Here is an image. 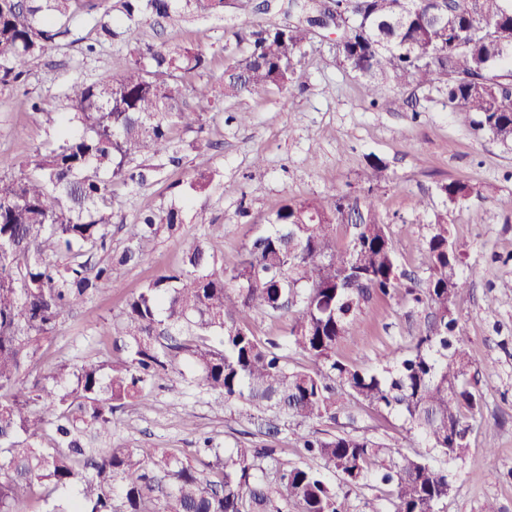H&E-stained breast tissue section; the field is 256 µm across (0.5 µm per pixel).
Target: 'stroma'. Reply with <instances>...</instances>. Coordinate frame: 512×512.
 Masks as SVG:
<instances>
[{
	"instance_id": "stroma-1",
	"label": "stroma",
	"mask_w": 512,
	"mask_h": 512,
	"mask_svg": "<svg viewBox=\"0 0 512 512\" xmlns=\"http://www.w3.org/2000/svg\"><path fill=\"white\" fill-rule=\"evenodd\" d=\"M297 3L269 0L270 9L263 14L194 18L175 13L159 22L141 21L134 36L156 45L177 40L201 50L208 67L194 82L217 91L224 58L237 49L236 33L256 23L297 19ZM89 28V15L78 12L69 35L35 62L26 87L0 90V155L24 162L46 139L43 118L30 110L29 96H41L63 112L65 81L90 82L103 73L122 74L129 66L130 48L120 40L102 42L95 56L84 57L79 39ZM335 43V31L317 30L291 91L221 103L206 114L203 135L174 131L180 165L166 166L143 185L113 183L114 224H129L142 211L175 205L183 211L184 226L178 235L163 233L145 243L138 263L116 267L118 290L99 294L64 316L33 372L42 374L58 362L112 357V339L99 335L100 325L118 316L127 298L159 271L179 268L187 241H207L225 267H233L243 245L265 230L285 200L322 198L336 191L353 199L372 198L382 222L391 228L399 264L419 278L433 214L444 209L467 264L483 268L485 275L454 306L482 399L465 459L432 458L447 469L451 485L440 510L483 512L491 502L498 512H512V148L456 123L442 93L434 89L389 85L384 92L391 105L371 106L363 79L337 64ZM411 96L420 101L413 112L399 104ZM240 112L248 113L247 123L234 121ZM259 157L264 163L258 170L254 162ZM374 157L381 159L382 170L370 166ZM203 173L213 174L210 185L187 192V185ZM453 179L475 185L479 196L445 207L437 186ZM421 198L428 201V212L416 209ZM491 296L496 299L492 306L487 303ZM427 315L404 301H372L352 336L337 346L336 356L363 369L378 368L390 353L411 345ZM246 411L240 402L218 404L215 394L194 381L185 367L152 388L149 404L125 406L112 444L165 451L200 468L208 461L201 450L208 437L227 453L243 444L271 446L281 463L312 466V459L294 445V426L280 425L272 437L260 435ZM309 427L357 432L400 446L410 456L423 451L393 413L359 408L353 418L341 415L335 422L313 421Z\"/></svg>"
}]
</instances>
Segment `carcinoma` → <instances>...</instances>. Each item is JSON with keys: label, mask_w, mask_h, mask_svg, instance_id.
<instances>
[{"label": "carcinoma", "mask_w": 512, "mask_h": 512, "mask_svg": "<svg viewBox=\"0 0 512 512\" xmlns=\"http://www.w3.org/2000/svg\"><path fill=\"white\" fill-rule=\"evenodd\" d=\"M95 12L86 37L90 55L123 37L112 0H0V88L23 83L31 64L68 33L80 3ZM131 22L167 17L180 7L197 17L254 10L252 0H119ZM343 21L339 64L365 81L375 107L383 87L413 84L446 96L457 121L512 145V0H328ZM440 13L443 18H435ZM314 35L313 20L258 24L237 34L243 48L224 62L223 100L291 90ZM207 68L198 50L138 42L119 76L62 87L69 111L41 99L30 108L46 140L12 174L0 156V512H347L352 487L373 477L392 488V512H440L448 470L424 456L366 436L303 432L296 442L318 468L266 470L274 448L213 450L204 473L162 451L112 447L116 412L148 404L150 388L186 358L199 382L224 404L243 401L249 417L275 412L297 425L336 421V411L371 406L401 416L409 434L449 459L466 456L470 419L482 394L452 306L481 269L463 274L464 253L448 235V211L434 214L425 243L424 286L406 282L390 227L376 204L350 208L346 196L285 201L270 228L245 244L227 269L208 244L188 242L182 267L161 270L130 296L121 314L101 324L123 356L60 364L29 379L65 314L116 288L113 269L136 261L142 245L183 226L182 211L140 213L121 225L127 242L112 252V180L140 185L171 151L172 131L204 132L203 116L218 97L188 78ZM438 193L456 205L475 193L460 180ZM355 215L357 233L344 246L334 225ZM408 299L437 311L392 362L365 371L336 358L362 306ZM297 308L285 343L263 339L252 316ZM307 355L315 368L289 366L284 351ZM336 476L329 484L323 472ZM72 489L66 503L54 493Z\"/></svg>", "instance_id": "1"}]
</instances>
